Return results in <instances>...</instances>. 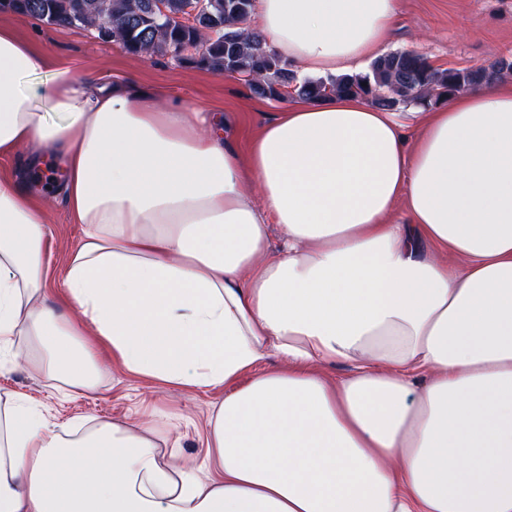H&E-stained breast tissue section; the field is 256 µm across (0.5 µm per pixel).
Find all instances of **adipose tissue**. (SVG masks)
I'll use <instances>...</instances> for the list:
<instances>
[{
  "mask_svg": "<svg viewBox=\"0 0 512 512\" xmlns=\"http://www.w3.org/2000/svg\"><path fill=\"white\" fill-rule=\"evenodd\" d=\"M396 9L258 0L256 29L303 74H351ZM154 100L48 68L0 26V157L28 151L0 175V366L30 345L48 386L92 392L104 351L225 387L206 460L174 461L154 427L0 397V512H512V87L410 124L304 100L244 152L220 114ZM48 155L84 227L60 291L23 178Z\"/></svg>",
  "mask_w": 512,
  "mask_h": 512,
  "instance_id": "adipose-tissue-1",
  "label": "adipose tissue"
}]
</instances>
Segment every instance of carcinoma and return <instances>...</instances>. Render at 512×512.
Masks as SVG:
<instances>
[{"label": "carcinoma", "mask_w": 512, "mask_h": 512, "mask_svg": "<svg viewBox=\"0 0 512 512\" xmlns=\"http://www.w3.org/2000/svg\"><path fill=\"white\" fill-rule=\"evenodd\" d=\"M254 3L205 0V9L190 26L174 23L186 13L189 0H163V16L155 11L154 0H6L4 9L49 25L102 26L134 56L165 53L218 75L235 77L247 72L252 76L253 92L270 100H282L290 92L306 100L344 94L391 111L409 103L429 105L435 98L495 82L504 67L512 68L511 59L500 57L486 67L439 70L419 54L398 51L378 57L365 74L300 79L286 61L246 29Z\"/></svg>", "instance_id": "1"}]
</instances>
